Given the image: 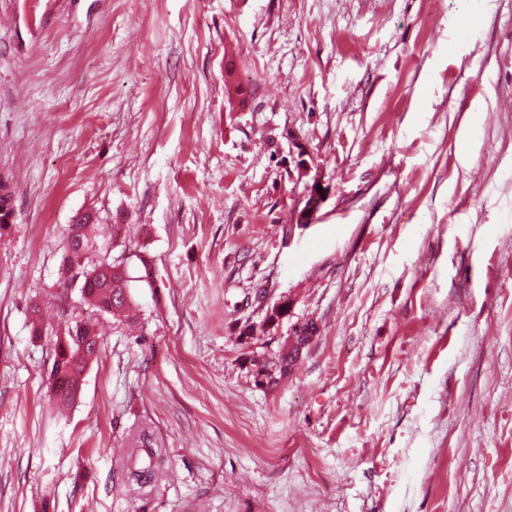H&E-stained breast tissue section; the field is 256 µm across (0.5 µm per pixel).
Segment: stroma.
I'll use <instances>...</instances> for the list:
<instances>
[{"mask_svg": "<svg viewBox=\"0 0 512 512\" xmlns=\"http://www.w3.org/2000/svg\"><path fill=\"white\" fill-rule=\"evenodd\" d=\"M0 188V512H512V0H0ZM85 215L152 277L60 407ZM317 185L322 186V190H317ZM306 197L305 205L297 213V224L313 223L318 207L325 197V188L319 179H313V183L308 189ZM90 221V218L86 217L83 218L79 224L73 225L66 244V251L69 258L74 256L83 259L89 251V248L93 246L91 228L94 224H91ZM296 355L292 356L291 354H288V352H283V350H280L278 355H275L274 358L277 360L278 365L276 366L275 375L274 377L268 378L267 382L268 385H276L279 380L288 374V371L292 369V366L294 365L296 358L298 357V351L296 349ZM268 357L266 355L261 356V358H258V364L259 366L263 363H266L268 366L275 362V359Z\"/></svg>", "mask_w": 512, "mask_h": 512, "instance_id": "35a3bbf8", "label": "stroma"}]
</instances>
